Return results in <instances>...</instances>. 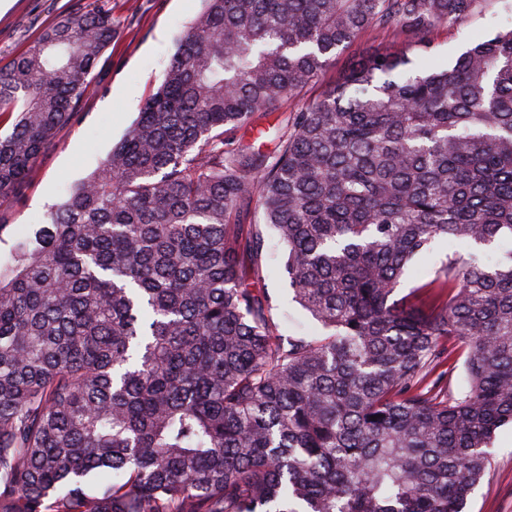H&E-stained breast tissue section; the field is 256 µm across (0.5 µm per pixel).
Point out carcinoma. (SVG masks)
Instances as JSON below:
<instances>
[{
	"label": "carcinoma",
	"mask_w": 512,
	"mask_h": 512,
	"mask_svg": "<svg viewBox=\"0 0 512 512\" xmlns=\"http://www.w3.org/2000/svg\"><path fill=\"white\" fill-rule=\"evenodd\" d=\"M499 4L206 0L134 125L0 259V512H463L512 423V248L397 290L437 239H512V25L435 57ZM365 30L406 47L225 149ZM116 33L68 14L0 66V205ZM267 227L317 336L279 331ZM510 17V13L500 10L498 16L473 17L457 28L439 30L436 34V43L442 62H447L448 56L458 54L469 47L470 39L493 33L501 23L510 20Z\"/></svg>",
	"instance_id": "cac0c4a2"
}]
</instances>
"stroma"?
<instances>
[{"instance_id": "1", "label": "stroma", "mask_w": 512, "mask_h": 512, "mask_svg": "<svg viewBox=\"0 0 512 512\" xmlns=\"http://www.w3.org/2000/svg\"><path fill=\"white\" fill-rule=\"evenodd\" d=\"M204 7V0H11L0 10V66L25 51L67 12L108 10L117 28L111 45L92 70L96 91L80 104L81 119L60 131L54 146L38 158L18 187L11 204L0 209L6 236L38 224L48 206L60 202L69 186L88 176L107 157L137 118L144 99L157 88L174 53L176 36ZM507 19V13L502 12L439 30L437 49L444 58L460 53L472 38L493 33ZM403 46V40L383 34H362L315 82L290 100V107L319 98L352 61ZM468 249L463 241H435L414 261L403 280V290L434 278L449 252ZM266 287L280 319L281 333L311 334L317 330V322L294 301L283 270H276ZM490 452L488 472L469 497L464 512H512V424L497 430Z\"/></svg>"}]
</instances>
